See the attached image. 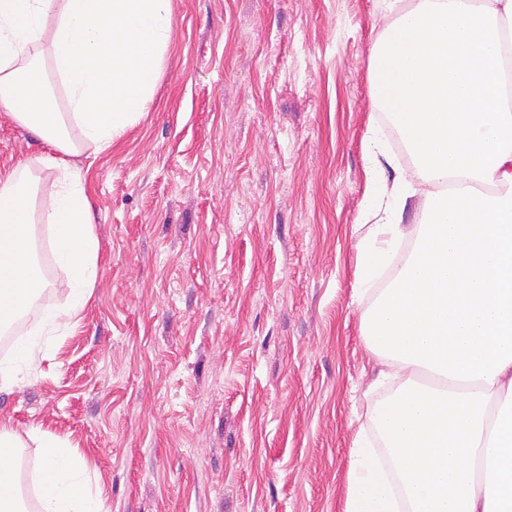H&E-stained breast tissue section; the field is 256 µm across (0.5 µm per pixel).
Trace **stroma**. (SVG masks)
Instances as JSON below:
<instances>
[{
    "mask_svg": "<svg viewBox=\"0 0 512 512\" xmlns=\"http://www.w3.org/2000/svg\"><path fill=\"white\" fill-rule=\"evenodd\" d=\"M377 0H173L146 112L84 148L93 297L0 421L96 464L106 512H342L378 365L354 291ZM0 112V173L45 154Z\"/></svg>",
    "mask_w": 512,
    "mask_h": 512,
    "instance_id": "obj_1",
    "label": "stroma"
}]
</instances>
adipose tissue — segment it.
<instances>
[{
  "label": "adipose tissue",
  "instance_id": "obj_1",
  "mask_svg": "<svg viewBox=\"0 0 512 512\" xmlns=\"http://www.w3.org/2000/svg\"><path fill=\"white\" fill-rule=\"evenodd\" d=\"M392 21L370 57L372 95L412 161L404 174L378 128L359 292L375 290L362 334L390 395L350 450L343 512H512V0H380ZM172 36V0H0V111L39 137L52 181L22 165L0 176V323L44 288L46 237L65 300L0 360V390L21 367L53 360L42 338L90 301L100 244L86 180L72 161L101 151L146 111ZM67 100L53 109L41 62ZM394 170L386 179V170ZM420 203L423 218L403 214ZM385 288L375 283L402 246ZM37 512H104L93 464L34 428ZM22 442L0 425V512L19 506Z\"/></svg>",
  "mask_w": 512,
  "mask_h": 512
}]
</instances>
